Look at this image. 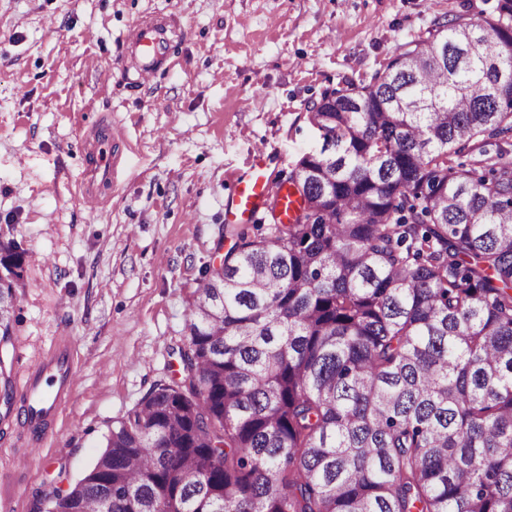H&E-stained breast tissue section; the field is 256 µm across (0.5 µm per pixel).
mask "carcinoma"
<instances>
[{
  "instance_id": "obj_1",
  "label": "carcinoma",
  "mask_w": 512,
  "mask_h": 512,
  "mask_svg": "<svg viewBox=\"0 0 512 512\" xmlns=\"http://www.w3.org/2000/svg\"><path fill=\"white\" fill-rule=\"evenodd\" d=\"M308 120L289 218L270 200L205 270L180 379L46 512H512V149H486L512 132V0ZM23 262L0 243L4 351Z\"/></svg>"
}]
</instances>
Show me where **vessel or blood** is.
Here are the masks:
<instances>
[{
    "mask_svg": "<svg viewBox=\"0 0 512 512\" xmlns=\"http://www.w3.org/2000/svg\"><path fill=\"white\" fill-rule=\"evenodd\" d=\"M177 28L168 18L137 22L125 44L127 57L134 62L138 82H146L164 69L171 57ZM118 156L112 136L89 142L85 148L83 200L98 206L101 194L111 186ZM284 185L266 178L260 164H253L246 177L237 183L233 209L226 217L230 223L242 224L255 219L261 205L273 197H284ZM76 374L75 350L68 338L57 339L20 383L26 435L12 454L20 465L31 464L40 453L49 432L68 401Z\"/></svg>",
    "mask_w": 512,
    "mask_h": 512,
    "instance_id": "vessel-or-blood-1",
    "label": "vessel or blood"
}]
</instances>
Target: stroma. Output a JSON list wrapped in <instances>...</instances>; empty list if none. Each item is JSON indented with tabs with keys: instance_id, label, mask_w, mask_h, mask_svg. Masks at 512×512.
I'll return each mask as SVG.
<instances>
[{
	"instance_id": "35a3bbf8",
	"label": "stroma",
	"mask_w": 512,
	"mask_h": 512,
	"mask_svg": "<svg viewBox=\"0 0 512 512\" xmlns=\"http://www.w3.org/2000/svg\"><path fill=\"white\" fill-rule=\"evenodd\" d=\"M493 0H0V242L25 252L11 380L57 337L76 383L40 456L16 473L20 412L0 421V507L38 512L94 462L113 421L178 376L206 266L235 243L225 213L263 151L287 177L319 143L308 110L369 83L405 44ZM180 26L173 62L132 81L123 43L150 16ZM112 132L103 204L80 198L87 142Z\"/></svg>"
}]
</instances>
